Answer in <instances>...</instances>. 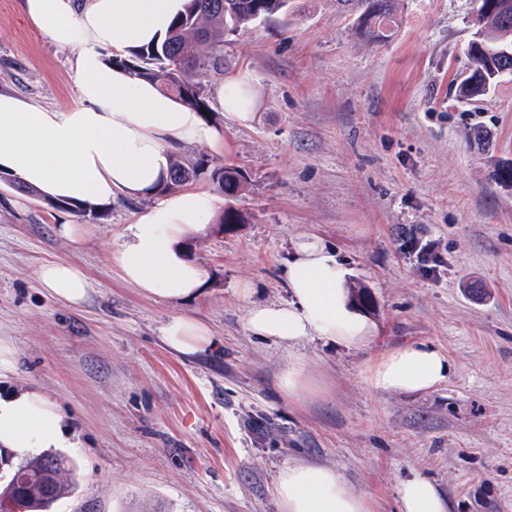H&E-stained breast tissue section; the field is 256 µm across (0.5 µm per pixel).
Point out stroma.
<instances>
[{
  "instance_id": "obj_1",
  "label": "stroma",
  "mask_w": 512,
  "mask_h": 512,
  "mask_svg": "<svg viewBox=\"0 0 512 512\" xmlns=\"http://www.w3.org/2000/svg\"><path fill=\"white\" fill-rule=\"evenodd\" d=\"M480 0H401L375 44L336 0H293L287 22L227 36L224 72L204 77V143L177 155L234 165L248 177L234 202L246 221L210 222L186 244L203 269L200 295L169 301L121 276L111 255L149 199L118 197L84 214L0 181V342L14 367L0 391L38 389L74 428L64 449L76 492L52 512H281L279 471L335 469L372 512H400L410 472L430 478L449 512H512V79L464 104ZM76 51L53 43L0 0V93L64 112L76 103ZM247 82L253 118L217 104L226 81ZM86 228L79 241L56 227ZM409 237L446 259L426 275ZM333 247L348 285L364 286L370 345L318 339L285 345L253 336L250 308L288 298L283 269L300 242ZM80 267V305L36 276L47 263ZM188 315L212 345L184 355L162 337ZM427 342L451 370L436 389L381 392L366 381L379 354ZM306 389L278 388L295 360Z\"/></svg>"
}]
</instances>
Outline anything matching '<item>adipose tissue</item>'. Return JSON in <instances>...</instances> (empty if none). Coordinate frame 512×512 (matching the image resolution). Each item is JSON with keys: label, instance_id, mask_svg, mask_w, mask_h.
<instances>
[{"label": "adipose tissue", "instance_id": "1", "mask_svg": "<svg viewBox=\"0 0 512 512\" xmlns=\"http://www.w3.org/2000/svg\"><path fill=\"white\" fill-rule=\"evenodd\" d=\"M22 6L54 43L75 48L79 103L57 112L0 94V173L76 205L97 206L118 196L154 198L126 227L112 259L123 279L146 295L173 301L197 295L204 273L183 241L208 224L215 200L202 189L164 194L160 185L180 144L204 142L220 150L224 138L198 112L108 60L161 39L183 0H23ZM37 277L67 303L88 297L89 283L75 265L48 263ZM284 277L289 300L249 309L246 325L253 335L288 344L310 337L347 347L368 344L374 328L351 310L332 249L302 242ZM162 334L186 355L212 343L208 328L189 317L171 319ZM449 370L442 350L418 342L379 356L367 380L374 389L412 395L437 388ZM65 439L62 414L39 393L0 395V449L13 461ZM276 489L282 512H371L367 500L328 467L285 466ZM399 499L401 512H447L436 485L417 472L401 482Z\"/></svg>", "mask_w": 512, "mask_h": 512}]
</instances>
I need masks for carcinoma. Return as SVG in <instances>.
I'll list each match as a JSON object with an SVG mask.
<instances>
[{
  "label": "carcinoma",
  "instance_id": "1",
  "mask_svg": "<svg viewBox=\"0 0 512 512\" xmlns=\"http://www.w3.org/2000/svg\"><path fill=\"white\" fill-rule=\"evenodd\" d=\"M337 3L356 15V30L370 42L385 37L384 28L394 22L398 0H337ZM290 0H186L183 13L167 27L164 39L131 53L128 58L115 56L113 64L146 78L160 92L196 110H207V96L201 75L219 73L224 69V36L247 28L252 23L275 15H288ZM487 31L483 48L498 49L512 45V24L494 17L486 21ZM474 68L455 87L456 96L480 97L512 76V56L497 58V70L504 75L491 78L482 59L471 56ZM204 159H172L169 180L161 191L167 192L189 184L204 173ZM232 167H215L210 172L212 183L227 198L240 193L247 179L230 180ZM19 481L0 483V495H19L27 512H51L53 505L71 494L75 483L70 466L60 454L47 453L12 468Z\"/></svg>",
  "mask_w": 512,
  "mask_h": 512
}]
</instances>
